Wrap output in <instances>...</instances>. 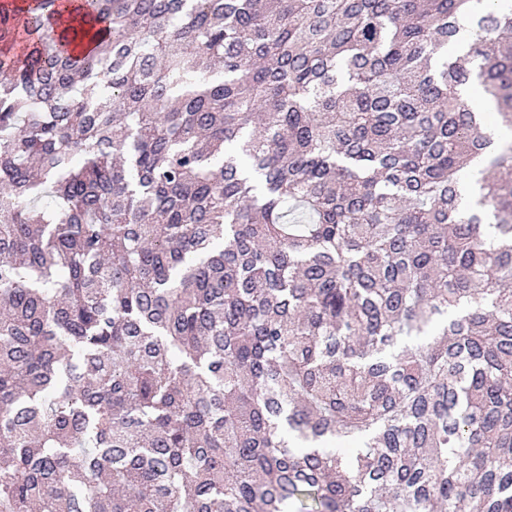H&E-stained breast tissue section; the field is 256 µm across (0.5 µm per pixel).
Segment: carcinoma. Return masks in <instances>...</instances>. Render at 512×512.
I'll return each instance as SVG.
<instances>
[{
	"instance_id": "carcinoma-1",
	"label": "carcinoma",
	"mask_w": 512,
	"mask_h": 512,
	"mask_svg": "<svg viewBox=\"0 0 512 512\" xmlns=\"http://www.w3.org/2000/svg\"><path fill=\"white\" fill-rule=\"evenodd\" d=\"M62 13L0 5V512H512V0Z\"/></svg>"
}]
</instances>
